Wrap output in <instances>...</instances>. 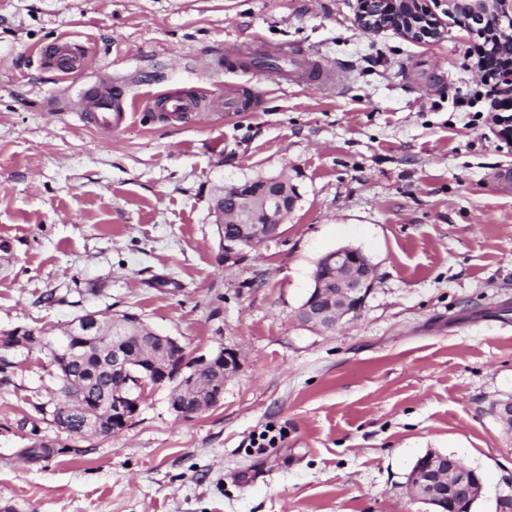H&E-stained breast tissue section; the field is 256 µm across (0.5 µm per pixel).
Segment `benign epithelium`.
I'll use <instances>...</instances> for the list:
<instances>
[{"label": "benign epithelium", "instance_id": "7a95c632", "mask_svg": "<svg viewBox=\"0 0 512 512\" xmlns=\"http://www.w3.org/2000/svg\"><path fill=\"white\" fill-rule=\"evenodd\" d=\"M448 15L466 29L471 28L470 20L474 18L495 20L480 32L488 44L494 45L504 37L512 39V0H448ZM355 22L364 33L391 29L417 42L436 41L442 35L440 22L422 8L419 0H357ZM477 66L483 73L501 70V78L492 88L494 111L512 108V68L507 57L496 50L484 51L478 57ZM273 183V194L243 195L236 184L225 187L224 192H234L233 203L224 211H214L221 261L238 260L259 243L278 237L276 229L286 217L279 198L287 193L297 194L299 188L282 175L273 177ZM253 212L264 213L266 223H244V216ZM321 266L331 270L334 287H324V279L315 275L314 286L297 309L296 319L305 327L334 331L364 303L374 286V267L360 249L349 246L326 253ZM102 328V319L92 312L67 325L69 335L75 338ZM194 368L186 357L176 364L155 363L149 370L129 374V379L112 393V429H125L138 410L137 390L149 385H175L181 389L189 384L191 391H197L200 385L192 376ZM170 408L178 418H191L208 410L202 394L177 395L171 399ZM407 480L413 497L434 506L436 512H448L449 502L455 496L471 502L477 500L472 495L473 470L459 459L439 452L416 462Z\"/></svg>", "mask_w": 512, "mask_h": 512}]
</instances>
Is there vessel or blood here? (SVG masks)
<instances>
[{
    "mask_svg": "<svg viewBox=\"0 0 512 512\" xmlns=\"http://www.w3.org/2000/svg\"><path fill=\"white\" fill-rule=\"evenodd\" d=\"M45 69L68 76L87 68L92 60L89 47L68 38H60L40 50ZM217 69L227 73L251 72L270 75L283 83L299 77L319 86H335L339 76L314 53H300L284 47L268 46L260 40L247 41L225 51L214 61ZM149 111L166 118H181L202 112L200 100L175 93H161L147 101ZM77 110L82 119L98 128L119 127L132 114L121 90H109L94 96L79 97Z\"/></svg>",
    "mask_w": 512,
    "mask_h": 512,
    "instance_id": "obj_1",
    "label": "vessel or blood"
}]
</instances>
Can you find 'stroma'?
I'll return each mask as SVG.
<instances>
[{"label": "stroma", "instance_id": "35a3bbf8", "mask_svg": "<svg viewBox=\"0 0 512 512\" xmlns=\"http://www.w3.org/2000/svg\"><path fill=\"white\" fill-rule=\"evenodd\" d=\"M423 2L446 22L432 43L360 31L356 0H0V330L132 312L241 361L215 408L179 419L150 387L110 436L42 424L69 451L32 462L18 422L53 378L44 349L22 354L0 386V508L432 512L404 483L438 451L483 474L471 512H495L512 484V428L488 412L512 395V145L491 131L480 36ZM62 36L94 52L66 82L36 55ZM254 37L318 54L339 87L209 70ZM101 73L127 84L128 124L48 111ZM234 86L245 111L145 108ZM278 174L301 195L280 236L220 261L214 196ZM343 246L370 258L373 289L335 331L301 326L318 260ZM269 427L275 444L253 446ZM201 102L175 93H161L148 99L147 109L166 118H181L188 113L203 112Z\"/></svg>", "mask_w": 512, "mask_h": 512}]
</instances>
